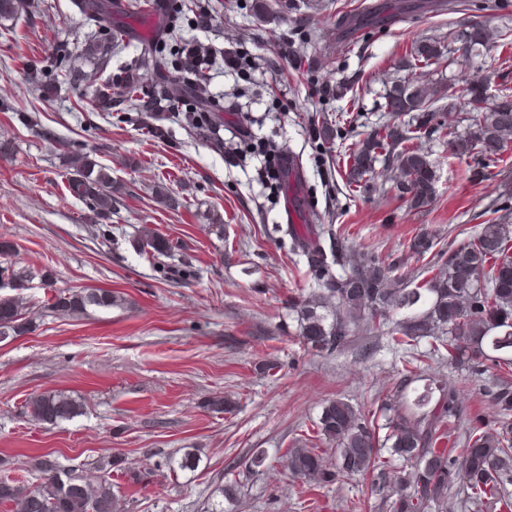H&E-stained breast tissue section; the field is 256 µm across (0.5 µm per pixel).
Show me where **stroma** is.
Wrapping results in <instances>:
<instances>
[{
  "mask_svg": "<svg viewBox=\"0 0 512 512\" xmlns=\"http://www.w3.org/2000/svg\"><path fill=\"white\" fill-rule=\"evenodd\" d=\"M400 0H209L214 21L184 29L211 46L208 90L224 102L225 152L190 135L177 120L162 121L156 138L136 109L113 115L80 109L81 87L62 84L39 99L24 65L43 59L55 41L83 43L86 21L71 0H37L36 12L0 20V239L12 242L16 267L46 273L15 294L33 308L30 332L0 345V460L11 476L37 483L34 466L49 456L61 467L119 456L112 481L124 512H205L213 490L236 484L237 512H389L383 481L341 477L309 489L280 464L310 444L327 400L375 411L395 391L406 354L385 329L359 330L351 345L316 356L299 343L291 299L313 279L278 232L284 200L264 186L262 151L295 156L309 203L322 223L340 229L347 246L397 261L410 279L420 267L409 245L431 237L440 249L473 234L491 209L512 224V162L480 169L475 157L452 154L446 140L427 136L423 153L433 192L416 205L393 167L376 163L362 187L349 186L338 160L382 124L404 115L385 103L400 86L433 97L435 109L462 111L468 83L488 89L490 104L512 96V49L484 44L464 51L473 27L490 36L512 29V0H481L449 12L446 0H419L400 13ZM381 4L389 18L349 40V25ZM441 53L420 62L423 46ZM244 57L242 70L224 67V49ZM50 130L46 141L37 129ZM84 143L112 177L115 243L96 240L86 207L70 192L59 141ZM170 203H163V196ZM193 258L196 278L172 284L133 242L142 228ZM103 288L120 296L109 309L53 311L68 290ZM261 361L276 363L272 373ZM421 378L455 385L467 424L495 427L488 391L499 375H480L441 358ZM62 391L82 412L57 425L33 421L27 399ZM234 401L230 413L207 404ZM195 453V471L170 470L168 455ZM262 456L251 469L248 458Z\"/></svg>",
  "mask_w": 512,
  "mask_h": 512,
  "instance_id": "1",
  "label": "stroma"
}]
</instances>
